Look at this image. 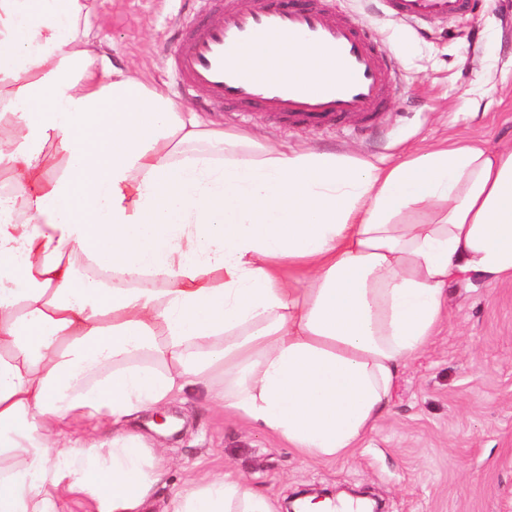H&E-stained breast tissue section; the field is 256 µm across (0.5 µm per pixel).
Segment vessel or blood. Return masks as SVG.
<instances>
[{
	"mask_svg": "<svg viewBox=\"0 0 512 512\" xmlns=\"http://www.w3.org/2000/svg\"><path fill=\"white\" fill-rule=\"evenodd\" d=\"M180 31L173 65L184 85L210 105L261 112L311 128L379 125L395 86L396 67L376 49L365 20L334 10L327 0H202ZM394 18L426 21L464 13L468 0H385ZM296 45L309 54L317 88L264 77L244 62Z\"/></svg>",
	"mask_w": 512,
	"mask_h": 512,
	"instance_id": "1",
	"label": "vessel or blood"
}]
</instances>
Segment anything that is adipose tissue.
<instances>
[{"mask_svg":"<svg viewBox=\"0 0 512 512\" xmlns=\"http://www.w3.org/2000/svg\"><path fill=\"white\" fill-rule=\"evenodd\" d=\"M90 12L0 0V512H60L65 489L140 512L165 471L123 422L191 386L304 459L351 454L448 281L512 280V147L389 168L265 149L113 69ZM304 59L244 56L308 89ZM87 413L111 436L58 445ZM165 512L278 508L227 472Z\"/></svg>","mask_w":512,"mask_h":512,"instance_id":"ef3b65f1","label":"adipose tissue"}]
</instances>
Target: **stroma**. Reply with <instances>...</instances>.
Instances as JSON below:
<instances>
[{
    "mask_svg": "<svg viewBox=\"0 0 512 512\" xmlns=\"http://www.w3.org/2000/svg\"><path fill=\"white\" fill-rule=\"evenodd\" d=\"M366 19L397 65L378 141L350 127L292 129L253 112L207 110L180 91L174 34L197 0H92L90 37L115 69L163 90L205 123L263 146L331 151L388 167L413 154L472 142L512 145V0H471L470 15L404 23L379 0H331ZM439 332L406 362L387 411L347 457L304 461L277 436L247 426L189 388L168 403L180 435L159 439L144 414L127 429L164 459V484L145 507L163 512L192 478L233 470L277 504L309 488L364 490L385 512H512V281L479 276L445 289Z\"/></svg>",
    "mask_w": 512,
    "mask_h": 512,
    "instance_id": "stroma-1",
    "label": "stroma"
}]
</instances>
